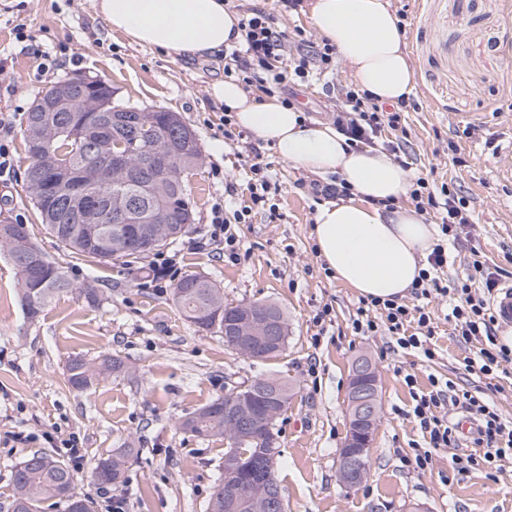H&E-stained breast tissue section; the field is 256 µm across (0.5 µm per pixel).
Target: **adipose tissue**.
<instances>
[{"instance_id": "obj_1", "label": "adipose tissue", "mask_w": 512, "mask_h": 512, "mask_svg": "<svg viewBox=\"0 0 512 512\" xmlns=\"http://www.w3.org/2000/svg\"><path fill=\"white\" fill-rule=\"evenodd\" d=\"M112 34L172 55H210L241 39L224 0H97ZM316 30L335 45L361 90L393 104L413 89L404 36L388 0H312ZM212 94L236 123L304 170L336 174L351 188L346 202L319 207L313 236L337 278L366 298L402 299L437 238L415 209L399 206L408 172L378 148L355 149L329 124H313L274 97L256 100L233 81Z\"/></svg>"}]
</instances>
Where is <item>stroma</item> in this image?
<instances>
[{
  "label": "stroma",
  "mask_w": 512,
  "mask_h": 512,
  "mask_svg": "<svg viewBox=\"0 0 512 512\" xmlns=\"http://www.w3.org/2000/svg\"><path fill=\"white\" fill-rule=\"evenodd\" d=\"M312 0L299 13L276 14L273 0H232V11L273 14L277 26L301 30L321 44L310 19ZM402 23L413 73V105L403 113L399 143L411 176L447 184L464 197L472 216L459 239L448 245L442 283L465 278L473 248L506 271L512 281V0H389ZM224 57L171 58L113 35L96 0H0V113H16L8 136L15 173L0 178V217L26 225L36 245L67 267L79 284L95 283L106 295L97 307L75 294L57 297L36 322L19 302L12 263L0 248V512H10L12 473L24 454L40 450L65 458V449L44 432L79 437L85 469L124 439L140 454L128 468L122 491L128 512H207L222 475L225 442L184 433V416L224 395L232 384L258 375L290 378L295 394L276 422L280 443L276 475L287 512H512V463L494 474L459 476L447 457L431 471L407 466L402 456L422 432L406 412L411 396L403 371L416 373L420 387L429 376L448 378L466 389L485 391V378L469 374L467 346L446 321L448 300L432 296L438 322L439 355L427 363L392 352L385 336H359L351 320L360 296L326 273L313 237L317 210L326 204L323 187L333 174L309 173L283 161L249 132L228 144L220 128L224 104L212 87L224 79ZM88 73L108 81L119 99L180 113L202 150L200 167L184 181L193 205L194 230L166 246L177 254L178 277L201 273L224 290L228 303L270 301L288 316V341L276 357L244 359L219 333L186 321L172 301L174 281H146L149 261L130 256L101 265L70 254L39 224L24 192L26 112L34 99L59 80ZM355 80L344 61L308 82L290 87L307 121L328 124ZM269 164L278 185L277 217L253 211L236 231L246 257L229 260L219 245L197 248L212 208L224 198V180L248 179L254 162ZM332 306L331 320L315 315ZM120 356L131 377L109 378L84 392L66 383V364L76 356ZM368 355L381 386V421L371 452L370 474L349 488L337 476V452L347 431V391L352 361ZM35 435L14 442L11 432Z\"/></svg>",
  "instance_id": "stroma-1"
}]
</instances>
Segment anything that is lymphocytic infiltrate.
Wrapping results in <instances>:
<instances>
[{
	"instance_id": "f902f5d3",
	"label": "lymphocytic infiltrate",
	"mask_w": 512,
	"mask_h": 512,
	"mask_svg": "<svg viewBox=\"0 0 512 512\" xmlns=\"http://www.w3.org/2000/svg\"><path fill=\"white\" fill-rule=\"evenodd\" d=\"M238 27L242 41L229 55L224 66L225 77L246 90L255 87L270 97L282 94L285 106L293 104L283 94L286 84L306 81L312 70L324 71L335 64L333 45L326 43L311 50L301 40L296 47H289L286 31L275 26L270 14L264 11L256 10L239 18ZM291 49L296 50V58L290 67H281L283 56ZM344 96L334 125L353 148L388 142L410 106L405 98L389 106L380 105L368 93L352 87L346 89ZM249 171L246 190H239L236 182L225 180V197L239 200L240 206L229 213L223 205H214L213 219L206 230L207 240L223 245L225 254L232 260L239 257L234 224L245 223L255 210L273 215L279 209L267 165L256 162ZM415 184L411 192L415 210L422 215H433L439 221L441 238L411 288V301L360 299L352 328L361 336H389L391 350L430 362L436 357L435 330L425 301L434 293L451 296L453 303L448 318L454 323L455 336L464 343L479 345L476 356L465 361L467 371L494 378L502 364L512 363V350L497 341V318L490 306V298L500 286L502 269L477 259L463 281L451 288L442 286L439 273L448 265V242L458 238L461 226L468 222L466 202L448 187L431 186L425 178H417ZM403 382L413 400L409 414L423 434L422 442L414 444L405 455V463L424 473L432 469L438 454L448 449L452 452L448 461L450 469L465 475L497 471L503 462L512 460V425L505 422L493 401L474 395L448 379L431 378L429 388L424 390L419 388L416 375L409 372L404 374ZM452 405L465 409L477 420L475 451H457L456 432L448 423V408Z\"/></svg>"
}]
</instances>
